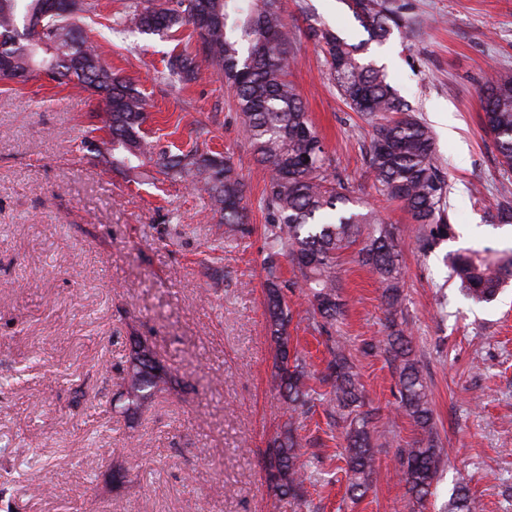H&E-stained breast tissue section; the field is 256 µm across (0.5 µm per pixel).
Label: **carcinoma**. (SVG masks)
Listing matches in <instances>:
<instances>
[{
    "label": "carcinoma",
    "mask_w": 512,
    "mask_h": 512,
    "mask_svg": "<svg viewBox=\"0 0 512 512\" xmlns=\"http://www.w3.org/2000/svg\"><path fill=\"white\" fill-rule=\"evenodd\" d=\"M41 0H0V58L8 70L1 79L73 84L100 97L95 118L109 140L98 155L136 171L154 160L193 185H202L225 232L245 231L244 183L230 158L208 156L193 147L153 157L141 136L146 100L135 85L112 69L94 41L84 35L97 4L59 0L60 13L40 17ZM369 40L379 44L409 22L392 0H345ZM191 28L199 54L234 92L235 106L256 161L270 170L263 201L266 226V308L275 344L276 371L271 385L288 413V423L272 446L267 480L282 500H298L306 481L299 464L302 442L295 416L311 402L309 372L291 353L288 327L292 315L281 288L279 257L299 269L300 287L313 313L326 323L342 314L338 301L340 259L358 247V262L382 286L390 314L402 311V251L396 228L354 200L335 172L313 127L296 86L288 80L295 56L288 38L284 0H129L109 19L111 33L140 32L170 36ZM308 38L323 53L329 77L340 97L355 112L378 120L373 125L370 169L378 190L396 200L419 225L418 246L427 251L448 237L452 224L447 207L448 183L435 155L430 128L400 99L383 68L362 57L366 43L351 44L326 25L310 24ZM196 57H168V76L180 83L195 78ZM480 101L484 128L495 142L500 164L512 170V69L495 70L485 81ZM491 249L468 248L449 256L451 275L476 302L494 300L512 280V255L490 256ZM399 374V409L422 432L398 449L396 458L414 508L425 506L446 459L433 436V410L420 364L412 354L406 330L393 329L384 341ZM331 400L352 413L345 448V475L351 494L369 490L375 455L368 432L371 416L357 411L361 383L354 364L337 349L328 364ZM172 373L145 341L129 354L123 390L112 399V411L135 417L157 394L171 387ZM475 498L464 485L455 488L448 512H476Z\"/></svg>",
    "instance_id": "obj_1"
}]
</instances>
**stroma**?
<instances>
[{"label":"stroma","instance_id":"1","mask_svg":"<svg viewBox=\"0 0 512 512\" xmlns=\"http://www.w3.org/2000/svg\"><path fill=\"white\" fill-rule=\"evenodd\" d=\"M413 32L370 43L391 85L434 133L448 177L453 238L428 252L416 225L382 196L369 168L370 123L327 79L308 23L351 43L366 34L342 0H286L296 84L337 175L403 241L404 313L448 464L425 512H445L466 481L480 512H512V284L491 303L466 299L446 257L462 248L512 250V224L490 221L512 202V171L483 129L478 89L512 68V0H400ZM90 35L141 90L143 134L176 151L230 156L245 182L252 234L228 235L206 191L147 165L133 174L88 152L100 140L97 96L45 82L0 80V512H409L396 452L420 433L397 406L398 374L379 344L382 289L354 251L342 258L345 314L321 329L297 268L288 280L292 343L313 377L300 415V501L266 480L270 445L288 417L270 387L274 345L263 270L268 222L258 165L234 99L206 61L193 82L166 76L173 49L148 35ZM149 342L177 383L131 420L114 414L134 340ZM365 386L376 456L372 487L351 502L340 455L347 414L329 400L337 344ZM126 473L112 480L113 469Z\"/></svg>","mask_w":512,"mask_h":512}]
</instances>
